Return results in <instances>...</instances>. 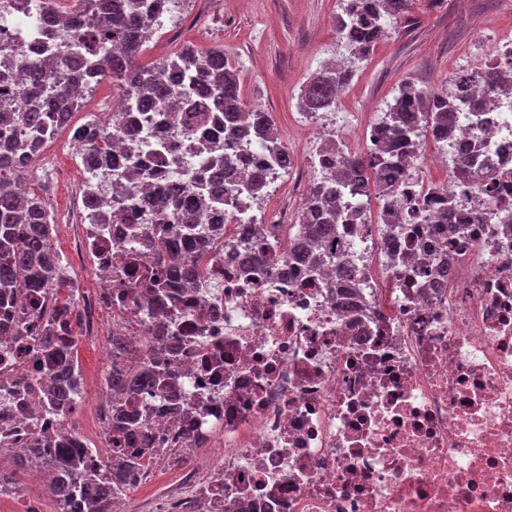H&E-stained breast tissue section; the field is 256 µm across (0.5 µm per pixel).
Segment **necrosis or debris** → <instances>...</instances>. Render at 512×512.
I'll list each match as a JSON object with an SVG mask.
<instances>
[{"label": "necrosis or debris", "instance_id": "obj_1", "mask_svg": "<svg viewBox=\"0 0 512 512\" xmlns=\"http://www.w3.org/2000/svg\"><path fill=\"white\" fill-rule=\"evenodd\" d=\"M0 41L20 45L19 90L30 61L55 52L57 31L0 20ZM161 119L139 135L138 153L174 131L185 164L201 169L204 128L185 132L180 110ZM453 129L452 152L512 173V97L457 112ZM250 170L224 183L241 223L225 225V245L202 256L196 279H169L155 317L150 296L119 302L114 286L157 267L153 226L89 228L74 243L105 283L76 291L70 340L96 336L108 316L134 352L129 366L156 357L169 370V383L131 398L139 432L123 443L178 473L164 512H512V233L495 216L499 198L512 203V177L495 199L446 183L447 209L429 224L367 235L339 225L340 258L243 271L229 241L270 233L279 251L288 245L285 225L253 214ZM432 257L447 262L448 279L430 272ZM17 330L0 310V382L52 385V359ZM61 424L34 396L0 400L1 448L26 451ZM217 445L219 462L194 466Z\"/></svg>", "mask_w": 512, "mask_h": 512}]
</instances>
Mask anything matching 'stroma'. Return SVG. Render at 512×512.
Instances as JSON below:
<instances>
[{
  "label": "stroma",
  "instance_id": "1",
  "mask_svg": "<svg viewBox=\"0 0 512 512\" xmlns=\"http://www.w3.org/2000/svg\"><path fill=\"white\" fill-rule=\"evenodd\" d=\"M341 12L342 0H177L139 55V65L146 66L186 47L223 46L238 70L244 101L270 113L291 160L288 178L260 203L267 223H295L304 188L317 175L310 157L320 131L301 113L298 96L324 60L344 54L336 33ZM505 42L512 43V0H413L387 38L359 61L333 110L337 134L351 152H365L366 128L383 117L402 81L428 90L447 86L457 71L487 62ZM48 151L58 175L40 181L38 191L56 220L53 247L81 287H99L91 261L72 255V241L82 234L78 212L84 177L69 131H60ZM111 339L107 317L99 336L79 345L85 391L106 385ZM15 477L23 498H0V512L51 505L48 486L38 482L34 468Z\"/></svg>",
  "mask_w": 512,
  "mask_h": 512
}]
</instances>
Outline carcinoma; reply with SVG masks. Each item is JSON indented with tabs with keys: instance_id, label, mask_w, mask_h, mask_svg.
I'll return each instance as SVG.
<instances>
[{
	"instance_id": "obj_1",
	"label": "carcinoma",
	"mask_w": 512,
	"mask_h": 512,
	"mask_svg": "<svg viewBox=\"0 0 512 512\" xmlns=\"http://www.w3.org/2000/svg\"><path fill=\"white\" fill-rule=\"evenodd\" d=\"M56 0H0V16L31 13L45 15L49 23H61L55 56L33 63L27 73L24 91L17 99L0 89V130L24 129L21 138L0 143V300H27V314L44 318L39 333L31 337L39 352L56 348L60 332L75 305L71 282L64 276L62 258L52 245L55 225L44 198L36 193L17 191L19 163L29 162L40 150L41 136L47 130L67 126L73 112L81 108L85 95L103 78L117 81L123 96L138 102L142 111L178 110L182 102L194 106L187 123L209 124L224 129L223 154L206 163L207 178L197 172L184 181L171 182L155 198L140 199L135 191L123 190L113 180L112 170L121 164L112 158L113 131L125 129L122 113L112 112L107 120L83 129L82 169L84 201L93 224H152L155 226L153 251L173 265L182 277H192L197 268L182 257V251L202 237L197 214L214 208L224 199L209 191L207 183L220 182L239 166L244 157L232 151L234 134L240 121L266 141H276L270 114L254 107L245 109L239 75L224 55V47L206 51L186 48L163 62L141 67L136 59L147 41L144 16L153 10L156 0H79L76 7L63 13ZM411 0H350L337 17L340 40L358 57L367 56L386 37L394 22L401 19ZM123 53L115 57L111 46ZM354 77L351 66H333L314 75L301 90V105L307 112H319L336 106L339 95ZM505 91L503 74L496 63L481 64L452 76L449 86L424 90L411 81L404 82L394 104L381 121L382 131L374 148L354 154L339 148L328 150L323 162L332 165V177L313 182L296 225L289 235L288 251L279 256L284 266L317 261L336 243L340 224H368L369 199L355 200L348 211L336 206V189L330 179L340 182L369 180L379 187L383 200L382 216L387 224H428L426 206L411 208L402 215L394 207L397 187L404 182L402 155L420 147V139L431 132L444 145L453 137L449 115L469 105L480 109ZM506 174L490 170L483 184L475 187L469 161L463 155L453 159L451 179L468 193L474 189L486 195L497 192ZM50 297L51 307L44 310L40 295ZM112 372L108 383L112 390V411L116 413L111 431L126 434L128 417L125 401L133 389L153 381L152 373L141 368H126L128 356L121 338L112 337ZM74 352H69L68 367L44 393L43 405L52 410L69 406L82 395V387L73 375ZM69 431L52 436L41 434L31 448L20 456L26 466L43 459L55 462L50 492L65 508L79 503L81 512H115V504L137 474L145 470L142 457L124 459L107 455L95 468L84 466L87 449L74 448Z\"/></svg>"
}]
</instances>
